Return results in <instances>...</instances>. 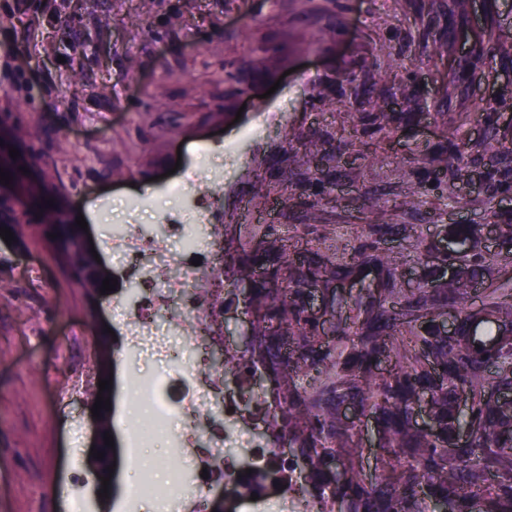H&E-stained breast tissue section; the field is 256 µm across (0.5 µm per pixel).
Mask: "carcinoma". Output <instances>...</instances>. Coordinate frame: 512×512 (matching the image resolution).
I'll use <instances>...</instances> for the list:
<instances>
[{"instance_id":"obj_1","label":"carcinoma","mask_w":512,"mask_h":512,"mask_svg":"<svg viewBox=\"0 0 512 512\" xmlns=\"http://www.w3.org/2000/svg\"><path fill=\"white\" fill-rule=\"evenodd\" d=\"M469 150L465 141L448 147V172ZM39 224L70 241L68 264L83 275L80 287L100 292L109 269L81 248L79 229L62 221L57 207L38 200ZM262 254L272 262V288L260 278L257 254L245 246L224 245V276L235 296L254 313L257 333L250 343L224 346V367H248L252 387L266 386L284 406L273 428L288 436L302 459L303 481L313 497L338 505L337 512H512V415L499 394L512 391V288H489L483 306L471 310L469 290L486 267L478 243L461 260L462 273L439 280L438 287L407 294L397 287L399 257L367 238L350 260H326L319 250L295 253L288 233L256 225ZM376 275V287L350 298L352 316L336 326L328 341L307 310L310 288L329 293L340 280ZM458 308L453 335L437 325L448 304ZM388 362L387 374L379 373ZM498 368L489 382L486 370ZM470 407L458 405V392ZM431 396L432 424L421 429L415 410ZM351 406L374 420L382 438L376 450L381 466L371 475L353 460L337 471V449L355 447L362 429L343 418ZM468 429L465 442L460 432Z\"/></svg>"}]
</instances>
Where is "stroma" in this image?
<instances>
[{"mask_svg":"<svg viewBox=\"0 0 512 512\" xmlns=\"http://www.w3.org/2000/svg\"><path fill=\"white\" fill-rule=\"evenodd\" d=\"M0 0V123L32 130L43 186L111 263L107 229L220 224L259 250L250 227L286 231L297 250L325 240L359 249L362 227L393 225L398 287L431 288L458 224L512 223V0ZM264 90L227 95L225 72ZM391 112L379 128L373 118ZM53 135L42 134L43 126ZM316 133L307 158L292 133ZM471 151L456 173L450 141ZM209 148L199 157L198 148ZM182 193H175V185ZM320 219L309 223L310 210ZM0 243V512H153L178 466L165 437L139 450L154 492L134 510L135 478L115 429L116 491L98 499L86 467L84 405L99 324L83 289L47 244ZM163 365L152 353L112 361V413L132 379ZM138 469V470H139Z\"/></svg>","mask_w":512,"mask_h":512,"instance_id":"stroma-1","label":"stroma"}]
</instances>
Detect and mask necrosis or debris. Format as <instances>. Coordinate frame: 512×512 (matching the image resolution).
<instances>
[{
    "instance_id": "obj_1",
    "label": "necrosis or debris",
    "mask_w": 512,
    "mask_h": 512,
    "mask_svg": "<svg viewBox=\"0 0 512 512\" xmlns=\"http://www.w3.org/2000/svg\"><path fill=\"white\" fill-rule=\"evenodd\" d=\"M159 257L148 267L145 253ZM118 259L112 275L119 286L139 292L134 307L112 302V320L124 329L123 352L149 348L168 358L166 337L151 331L155 321L189 326L195 357L184 360L177 376H162L137 384L134 399L149 405L136 434L126 445V460L160 435H167L170 451L186 456L182 471L173 477L165 512H182L193 502L197 512L215 490L242 512H326L311 496L298 490L297 473L288 468L289 442L271 435L267 396L250 390L248 372L237 366L215 369L209 349L224 343V236L214 225L206 229L184 224L164 225L160 235L145 238L134 226L112 238ZM206 287L207 301L197 299Z\"/></svg>"
}]
</instances>
